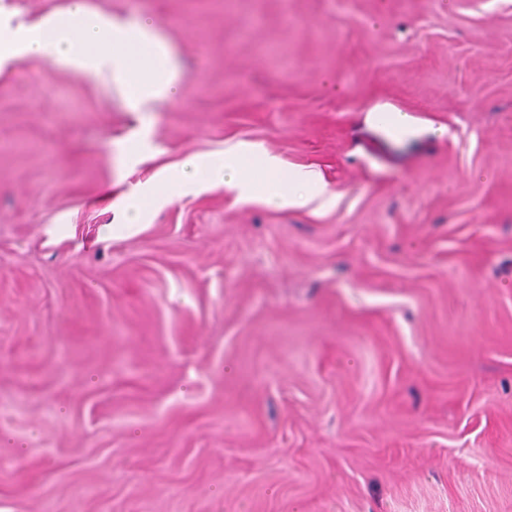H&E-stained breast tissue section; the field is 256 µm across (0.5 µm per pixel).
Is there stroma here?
<instances>
[{"label": "stroma", "instance_id": "1", "mask_svg": "<svg viewBox=\"0 0 512 512\" xmlns=\"http://www.w3.org/2000/svg\"><path fill=\"white\" fill-rule=\"evenodd\" d=\"M84 2L180 88L0 71V512H512V0ZM240 142L333 202L203 183L113 233Z\"/></svg>", "mask_w": 512, "mask_h": 512}]
</instances>
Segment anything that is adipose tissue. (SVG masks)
<instances>
[{
  "label": "adipose tissue",
  "mask_w": 512,
  "mask_h": 512,
  "mask_svg": "<svg viewBox=\"0 0 512 512\" xmlns=\"http://www.w3.org/2000/svg\"><path fill=\"white\" fill-rule=\"evenodd\" d=\"M26 57L48 60L93 81L111 78L133 112L148 111L151 103L178 91V67L151 22L96 14L83 0H71L66 12L27 25L0 23V70ZM256 171L263 173L270 190H262L253 179ZM202 182L224 186L244 201L263 196L275 208L332 199L313 172H283L276 157L243 143L225 156L193 155L159 171L144 186L124 195L126 223H136L159 203L172 202Z\"/></svg>",
  "instance_id": "ef3b65f1"
}]
</instances>
